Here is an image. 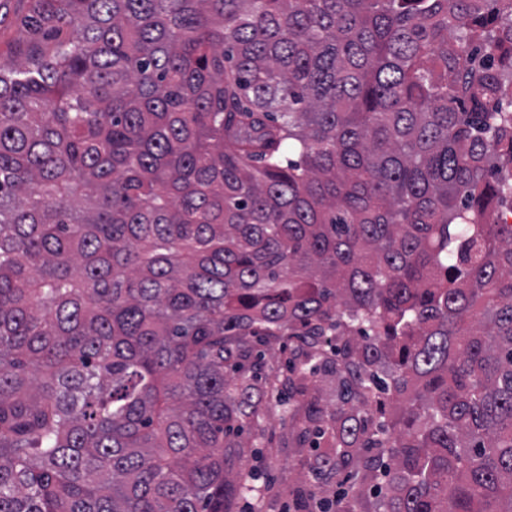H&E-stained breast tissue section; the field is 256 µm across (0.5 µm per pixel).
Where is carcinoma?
I'll return each mask as SVG.
<instances>
[{
  "label": "carcinoma",
  "instance_id": "1",
  "mask_svg": "<svg viewBox=\"0 0 512 512\" xmlns=\"http://www.w3.org/2000/svg\"><path fill=\"white\" fill-rule=\"evenodd\" d=\"M29 28L0 512H233L244 426L296 398L307 476L384 478L373 512H512V223L484 221L512 0H34Z\"/></svg>",
  "mask_w": 512,
  "mask_h": 512
}]
</instances>
